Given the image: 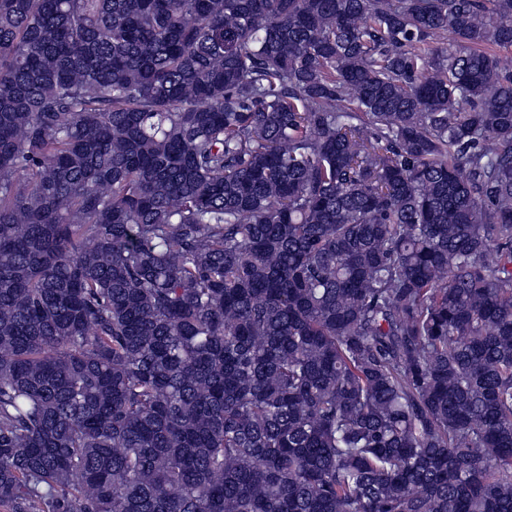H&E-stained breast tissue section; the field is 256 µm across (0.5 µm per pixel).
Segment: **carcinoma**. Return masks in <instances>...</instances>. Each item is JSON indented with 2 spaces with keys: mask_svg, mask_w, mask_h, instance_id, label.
<instances>
[{
  "mask_svg": "<svg viewBox=\"0 0 512 512\" xmlns=\"http://www.w3.org/2000/svg\"><path fill=\"white\" fill-rule=\"evenodd\" d=\"M512 0H0L5 512H512Z\"/></svg>",
  "mask_w": 512,
  "mask_h": 512,
  "instance_id": "cac0c4a2",
  "label": "carcinoma"
}]
</instances>
